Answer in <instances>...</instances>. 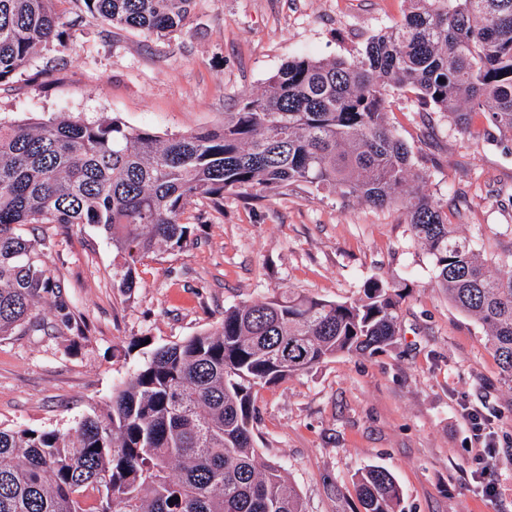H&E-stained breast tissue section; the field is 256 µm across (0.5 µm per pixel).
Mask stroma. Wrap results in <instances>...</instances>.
Wrapping results in <instances>:
<instances>
[{
  "instance_id": "1",
  "label": "stroma",
  "mask_w": 512,
  "mask_h": 512,
  "mask_svg": "<svg viewBox=\"0 0 512 512\" xmlns=\"http://www.w3.org/2000/svg\"><path fill=\"white\" fill-rule=\"evenodd\" d=\"M67 50H39L0 83V123L66 112L94 123L176 135L211 128L240 97L263 90L289 60L352 58L399 24L409 0H197L164 38L118 29L64 0ZM388 121L410 147L424 190L482 257L512 255V154L460 132L413 93L389 98ZM186 247L157 250L124 295L111 243L90 224H40L64 299L45 332L0 339V427L71 431L105 407L153 347L212 329L225 309L290 293L353 302L366 280L409 288L394 343L340 355L258 388L255 448L278 463L307 512H358L359 473L396 478L401 512H512V385L488 337L434 281L430 254L398 208H376L299 185L191 200ZM490 420L479 454L462 404ZM492 466L497 495L476 474Z\"/></svg>"
}]
</instances>
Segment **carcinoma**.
Returning a JSON list of instances; mask_svg holds the SVG:
<instances>
[{"instance_id": "1", "label": "carcinoma", "mask_w": 512, "mask_h": 512, "mask_svg": "<svg viewBox=\"0 0 512 512\" xmlns=\"http://www.w3.org/2000/svg\"><path fill=\"white\" fill-rule=\"evenodd\" d=\"M0 0V82L41 48L66 47L57 4ZM195 0H83L106 23L167 36ZM398 25L355 59L298 57L260 92L241 96L224 126L162 137L116 118L66 115L0 124V338L44 330L58 288L45 243L28 224H94L130 294L138 265L180 249L192 198L295 185L398 206L427 248L436 285L486 329L512 383V270L481 257L420 189L411 152L386 122L390 91H411L462 132L512 148V0H410ZM404 288L368 280L353 303L284 296L224 311L211 331L155 347L73 431L0 428V512H305L277 464L254 446V390L343 353L373 354L396 336ZM363 512H396L384 468L356 484Z\"/></svg>"}]
</instances>
